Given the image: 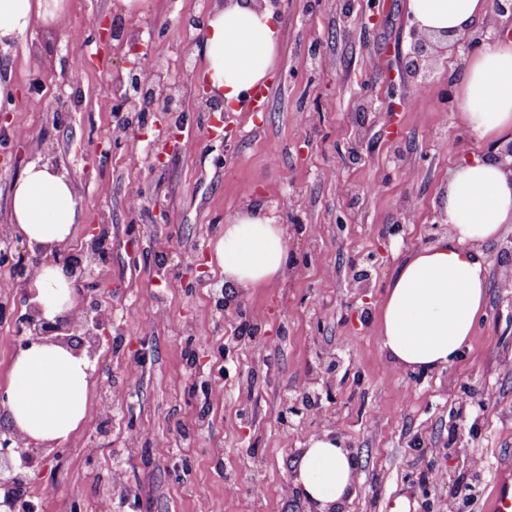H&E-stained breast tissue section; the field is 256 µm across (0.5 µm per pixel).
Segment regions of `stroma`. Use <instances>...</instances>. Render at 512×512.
<instances>
[{"label":"stroma","instance_id":"35a3bbf8","mask_svg":"<svg viewBox=\"0 0 512 512\" xmlns=\"http://www.w3.org/2000/svg\"><path fill=\"white\" fill-rule=\"evenodd\" d=\"M223 5L68 0L54 24L0 45V82L14 88L0 107V251L27 247L10 224L15 181L54 162L79 204L66 247L101 284L110 323L85 419L32 474V501L38 512H99L106 500L112 512H307L292 466L310 436L332 432L358 459L342 512H389L395 499L410 512H482L512 471V223L482 247L486 313L458 360L405 369L378 336L400 264L448 235L435 224L449 170L486 149L441 102L459 93L471 50H448L422 91L402 70L407 0H282L267 105L227 112L215 136L195 78L201 45L181 20ZM99 15L151 28L152 58L190 71L171 120L191 149L158 143L150 123L120 145L113 72L125 52H99ZM76 56L91 61L77 78ZM248 207L289 240L283 275L246 291L213 247ZM27 308L17 270L0 266V391ZM309 391L318 411L285 421L289 398ZM468 393L481 405H462ZM432 470L439 484L426 482Z\"/></svg>","mask_w":512,"mask_h":512}]
</instances>
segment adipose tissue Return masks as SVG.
Wrapping results in <instances>:
<instances>
[{
    "instance_id": "ef3b65f1",
    "label": "adipose tissue",
    "mask_w": 512,
    "mask_h": 512,
    "mask_svg": "<svg viewBox=\"0 0 512 512\" xmlns=\"http://www.w3.org/2000/svg\"><path fill=\"white\" fill-rule=\"evenodd\" d=\"M408 11L426 31L460 38L490 11L489 0H408ZM63 0H0V43L22 38L35 20L53 21ZM278 21L248 0L216 11L202 33L201 77L225 105L238 103L268 76L278 45ZM460 124L476 139L512 132V35L502 34L471 56L455 102ZM442 210L448 238L417 251L394 274L381 304L380 342L398 366L446 369L462 353L487 304L482 245L512 223V175L495 153L463 160L448 175ZM15 233L31 247L66 244L78 219L68 178L45 164H31L17 179L10 200ZM286 225L252 211L229 217L215 246L225 276L238 287L260 288L283 272ZM68 275L45 267L24 288L46 319L74 309ZM94 365L86 354L55 343H34L16 355L10 383L0 397V420L35 443L68 440L83 421ZM357 460L336 436L307 439L295 461L293 486L309 512H329L354 493Z\"/></svg>"
}]
</instances>
